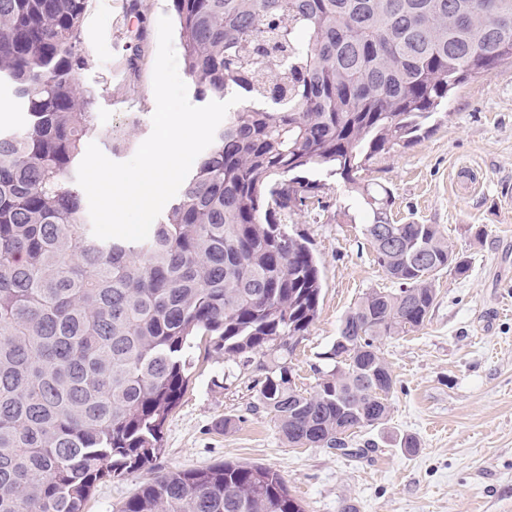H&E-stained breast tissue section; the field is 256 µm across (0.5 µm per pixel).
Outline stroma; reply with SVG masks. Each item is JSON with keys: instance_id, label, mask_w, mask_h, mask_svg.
Segmentation results:
<instances>
[{"instance_id": "stroma-1", "label": "stroma", "mask_w": 512, "mask_h": 512, "mask_svg": "<svg viewBox=\"0 0 512 512\" xmlns=\"http://www.w3.org/2000/svg\"><path fill=\"white\" fill-rule=\"evenodd\" d=\"M125 2L90 0V60L79 76L97 92L101 129L139 116L131 147L112 154L115 162L131 159L152 132L158 20L174 14L171 0H139L131 16ZM361 178L388 189L394 222L440 225L465 265L464 273L436 277L424 326L382 340L396 385L388 420L348 439L363 456L290 447L270 415L251 409L261 371L204 342L156 465L264 464L286 479L304 512H340L345 502L356 512H512V63L460 87L433 133L373 161ZM367 221L362 199L332 178L288 221L308 239L322 275L318 318L291 356L298 387L312 389L319 371L331 368L326 354L359 298L394 287L374 261ZM405 438L415 441L413 451L401 448ZM146 477L100 483L86 512H118Z\"/></svg>"}]
</instances>
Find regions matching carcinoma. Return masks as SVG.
Instances as JSON below:
<instances>
[{"label": "carcinoma", "mask_w": 512, "mask_h": 512, "mask_svg": "<svg viewBox=\"0 0 512 512\" xmlns=\"http://www.w3.org/2000/svg\"><path fill=\"white\" fill-rule=\"evenodd\" d=\"M199 102L239 83L178 195L142 242L96 238L74 182L92 137L116 152L80 88L89 0H0V83L27 125L0 131V512H84L95 486L148 470L119 512H304L256 463L155 470L192 368L191 337L262 372L253 410L294 448H339L389 415L377 342L424 325L457 260L437 224H395L361 184L467 80L512 59V0H171ZM338 176L369 209L364 235L396 284L342 319L311 392L288 356L318 315V261L283 217Z\"/></svg>", "instance_id": "cac0c4a2"}]
</instances>
